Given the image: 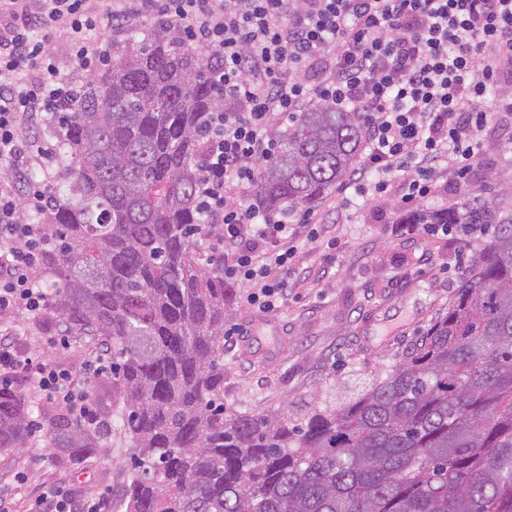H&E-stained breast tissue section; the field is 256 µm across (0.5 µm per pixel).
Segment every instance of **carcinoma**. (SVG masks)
<instances>
[{
  "label": "carcinoma",
  "instance_id": "obj_1",
  "mask_svg": "<svg viewBox=\"0 0 512 512\" xmlns=\"http://www.w3.org/2000/svg\"><path fill=\"white\" fill-rule=\"evenodd\" d=\"M219 67L178 38L112 46L58 135L63 197L29 216L54 244L48 310L112 354L107 388L131 440L126 512H512V211L403 212L400 224L494 226L448 313L338 404L300 414L224 407L234 284L194 239L203 115ZM365 120L319 104L275 132L266 208L310 205L347 180ZM32 405L0 389V451L31 438ZM49 447L75 464L105 448L64 408Z\"/></svg>",
  "mask_w": 512,
  "mask_h": 512
}]
</instances>
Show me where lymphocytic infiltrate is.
Listing matches in <instances>:
<instances>
[{"label":"lymphocytic infiltrate","instance_id":"f902f5d3","mask_svg":"<svg viewBox=\"0 0 512 512\" xmlns=\"http://www.w3.org/2000/svg\"><path fill=\"white\" fill-rule=\"evenodd\" d=\"M17 2L0 0V19L13 20L0 33V387L26 377L40 399L106 437L112 422L88 385L111 375V353L77 376L62 361L69 336L52 337L56 357L46 360L25 349L19 328L20 316L34 321L47 307L39 272L52 245L20 212L49 204V184L31 173L57 162L52 136L81 100L73 68L111 56V38L88 46L98 15L153 20L218 57L224 104L205 116L197 196L217 228L225 279L248 285L247 302L261 309L287 288L295 223L320 221L313 209L295 220L255 199L259 166L279 151L273 131L295 112L317 101L366 113L365 159L350 182L381 193L398 175L406 202L434 192L441 165L466 177L492 113L512 112V0H42L34 19L18 14ZM35 25L41 37L32 36ZM57 33L70 41L72 68L54 60ZM36 125L45 135L33 140Z\"/></svg>","mask_w":512,"mask_h":512}]
</instances>
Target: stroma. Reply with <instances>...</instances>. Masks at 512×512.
<instances>
[{
    "mask_svg": "<svg viewBox=\"0 0 512 512\" xmlns=\"http://www.w3.org/2000/svg\"><path fill=\"white\" fill-rule=\"evenodd\" d=\"M398 182L386 194L368 189L330 191L317 203L324 221L317 233L297 229L289 238L297 257L287 293L277 307L260 310L237 302L227 328L241 331L224 353V404L236 411L308 408L314 389L345 397L355 380L412 351L431 322L446 312L469 259L488 237L468 238L424 227L396 232L405 205ZM487 205L512 209V135L491 126L479 162L466 181L441 171L421 208L463 210ZM108 451L78 466L63 463L45 437L0 453V487L15 512L51 485L66 484L84 501L105 494L110 512L120 503L130 470V439L113 428ZM28 479L15 485L13 475Z\"/></svg>",
    "mask_w": 512,
    "mask_h": 512,
    "instance_id": "obj_1",
    "label": "stroma"
}]
</instances>
